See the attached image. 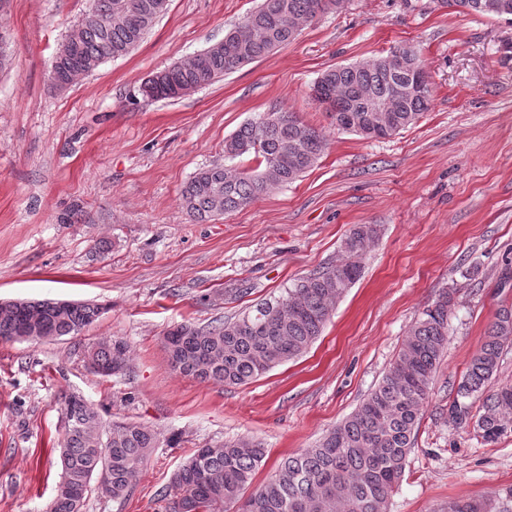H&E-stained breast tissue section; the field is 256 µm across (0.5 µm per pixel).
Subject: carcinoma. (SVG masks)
<instances>
[{"label":"carcinoma","instance_id":"cac0c4a2","mask_svg":"<svg viewBox=\"0 0 512 512\" xmlns=\"http://www.w3.org/2000/svg\"><path fill=\"white\" fill-rule=\"evenodd\" d=\"M338 0H260L240 26L203 50L189 65L175 63L147 77L142 94L172 99L180 90L213 84L225 73L292 43L304 22L336 10ZM468 15L512 20V10L489 14L485 0H462ZM169 0H97L98 17L78 23V42L62 44L52 62L62 80L94 72L106 59L135 48L166 13ZM416 69L393 68L394 52L372 65H339L321 73L314 101L326 106L336 129L366 139L387 138L416 124L433 98L430 76L415 46ZM394 110L379 112L387 99ZM326 149V140L297 113L276 106L243 123L224 140V157L251 156L257 166L238 170L223 164L199 169L181 190L183 207L196 223L214 221L254 202L276 184H291L308 172ZM376 224H360L344 241L345 258L298 278L279 295L264 299L233 321L216 319L204 327L180 324L164 345L173 369L184 376L226 386L251 383L272 368L304 354L321 335L333 303L360 278L367 249L378 237ZM444 291L428 306L403 341L377 387L344 421L312 447L282 460L276 473L250 489L266 455L264 446L240 437L219 447L199 448L173 474L165 512H387L415 430L428 402L442 355L448 347ZM108 307L83 301L62 311L56 300H22L0 305V339L31 341L77 336ZM512 345V307L499 310L481 348L457 385L449 418L465 425L473 418L470 400L483 397L477 426L487 442L512 430V385L493 386L504 347ZM128 343L121 337L90 346L85 354L94 372H127ZM65 437L62 478L48 512H82L103 473L112 479L109 497L124 500L136 486L157 435L137 422L110 421L83 397L63 398ZM448 512H494L488 501H458Z\"/></svg>","mask_w":512,"mask_h":512}]
</instances>
